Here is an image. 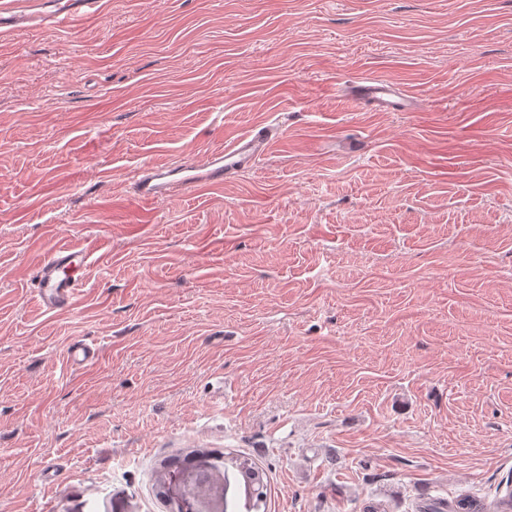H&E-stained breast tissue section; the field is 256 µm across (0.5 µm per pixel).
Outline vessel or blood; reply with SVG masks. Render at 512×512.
<instances>
[{
	"label": "vessel or blood",
	"mask_w": 512,
	"mask_h": 512,
	"mask_svg": "<svg viewBox=\"0 0 512 512\" xmlns=\"http://www.w3.org/2000/svg\"><path fill=\"white\" fill-rule=\"evenodd\" d=\"M102 8V0H0V35L32 27L72 30L84 20L99 16ZM345 92L350 100L370 111L417 109V98L386 78L354 80ZM282 137L279 124H262L200 158L161 166L141 165L131 178V196L140 204L153 205L193 189L222 185L225 178L254 170ZM92 264V250L77 245L57 247L39 260L33 268L39 308L53 314L71 311ZM66 354L72 367L82 369L95 361L97 347L91 341L78 339L69 344Z\"/></svg>",
	"instance_id": "vessel-or-blood-1"
}]
</instances>
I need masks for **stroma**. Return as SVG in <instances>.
Instances as JSON below:
<instances>
[{
	"label": "stroma",
	"mask_w": 512,
	"mask_h": 512,
	"mask_svg": "<svg viewBox=\"0 0 512 512\" xmlns=\"http://www.w3.org/2000/svg\"><path fill=\"white\" fill-rule=\"evenodd\" d=\"M0 36V512H419L512 480V0H105ZM383 76L415 112L342 93ZM278 122L223 186L145 163ZM100 251L65 314L31 271ZM88 339L99 358L71 368ZM277 123L262 124L224 143V148L198 159L166 165L143 164L131 178V196L143 205L171 200L203 187L219 186L224 179L254 170L280 143ZM67 362L77 369H83L92 364L97 357V347L93 341L86 339L74 340L66 350ZM241 460L249 462V472L246 476H241L243 485H249L252 493V501L248 512H265L267 505V485L264 483L263 471L251 461L250 458H242Z\"/></svg>",
	"instance_id": "35a3bbf8"
}]
</instances>
